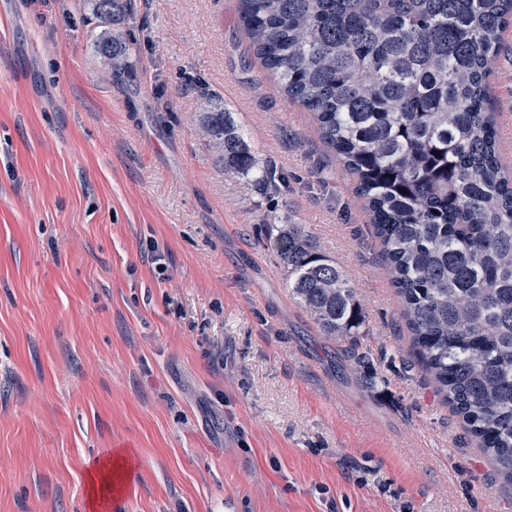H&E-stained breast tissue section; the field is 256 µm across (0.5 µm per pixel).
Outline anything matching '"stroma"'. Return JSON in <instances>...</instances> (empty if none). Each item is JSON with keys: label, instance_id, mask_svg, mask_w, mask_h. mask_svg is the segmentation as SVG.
<instances>
[{"label": "stroma", "instance_id": "35a3bbf8", "mask_svg": "<svg viewBox=\"0 0 512 512\" xmlns=\"http://www.w3.org/2000/svg\"><path fill=\"white\" fill-rule=\"evenodd\" d=\"M82 0H0V512H512V484L410 357L354 180L254 56L237 0H129L106 76ZM512 169V28L491 59ZM224 110L277 191L225 171ZM296 224L350 280L361 349L288 291ZM94 50L99 55L102 66L109 77L121 79L128 74L127 47L119 34L109 33L95 41ZM88 466L89 508L91 511H98L99 508L109 509L115 491L112 484V453L104 459L89 462Z\"/></svg>", "mask_w": 512, "mask_h": 512}]
</instances>
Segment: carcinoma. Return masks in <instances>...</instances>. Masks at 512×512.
I'll return each mask as SVG.
<instances>
[{"label":"carcinoma","instance_id":"carcinoma-1","mask_svg":"<svg viewBox=\"0 0 512 512\" xmlns=\"http://www.w3.org/2000/svg\"><path fill=\"white\" fill-rule=\"evenodd\" d=\"M120 25L121 0H87ZM512 0H238L261 67L356 177L418 365L512 484V175L489 103V61ZM128 74L120 35L95 41ZM228 171L258 160L227 112H208ZM288 288L324 335L361 344L345 275L296 224L273 238Z\"/></svg>","mask_w":512,"mask_h":512}]
</instances>
